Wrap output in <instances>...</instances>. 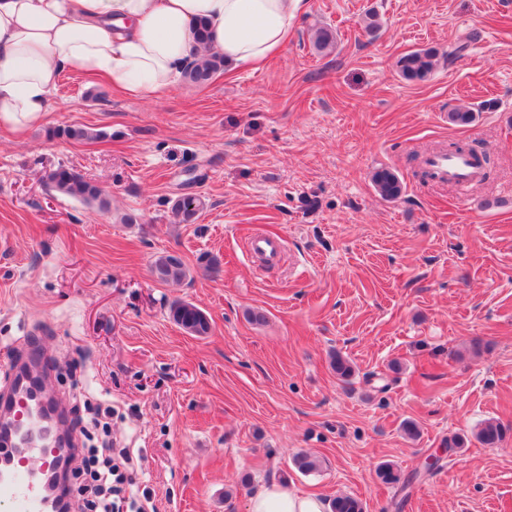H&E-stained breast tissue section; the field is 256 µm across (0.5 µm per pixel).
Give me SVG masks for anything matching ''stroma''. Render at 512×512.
Masks as SVG:
<instances>
[{
    "label": "stroma",
    "instance_id": "obj_1",
    "mask_svg": "<svg viewBox=\"0 0 512 512\" xmlns=\"http://www.w3.org/2000/svg\"><path fill=\"white\" fill-rule=\"evenodd\" d=\"M321 26L335 49L314 48ZM467 34L453 64L399 75L402 54ZM462 106L475 121L450 124ZM64 124L104 136L49 137ZM458 140L492 161L465 197L419 174L423 154ZM60 165L108 209L50 190ZM379 167L401 198L377 194ZM187 194L205 206L175 223ZM255 235L282 238L280 261L246 254ZM166 252L189 268L182 284L153 277ZM176 301L211 333L171 321ZM35 350L67 415L81 391L111 408L84 440L129 449L157 512H248L271 483L349 494L365 512L400 498L399 512H512V432L493 448L476 438L488 419L512 429V0H312L261 70L181 79L150 101L65 72L41 125L0 126V389ZM454 435L464 448L408 496L378 479L379 464L409 474ZM300 454L318 469L300 473ZM372 182L380 197L386 201L399 199L405 189L403 181L391 169L381 167L372 174ZM173 322L192 336L209 335L212 326L209 317L196 305L188 302H175L169 309Z\"/></svg>",
    "mask_w": 512,
    "mask_h": 512
}]
</instances>
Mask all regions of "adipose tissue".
Segmentation results:
<instances>
[{
	"label": "adipose tissue",
	"mask_w": 512,
	"mask_h": 512,
	"mask_svg": "<svg viewBox=\"0 0 512 512\" xmlns=\"http://www.w3.org/2000/svg\"><path fill=\"white\" fill-rule=\"evenodd\" d=\"M309 9L310 0H0V126L39 123L67 70L152 99L204 53L231 70L260 69ZM326 510L276 483L249 503V512Z\"/></svg>",
	"instance_id": "adipose-tissue-1"
}]
</instances>
